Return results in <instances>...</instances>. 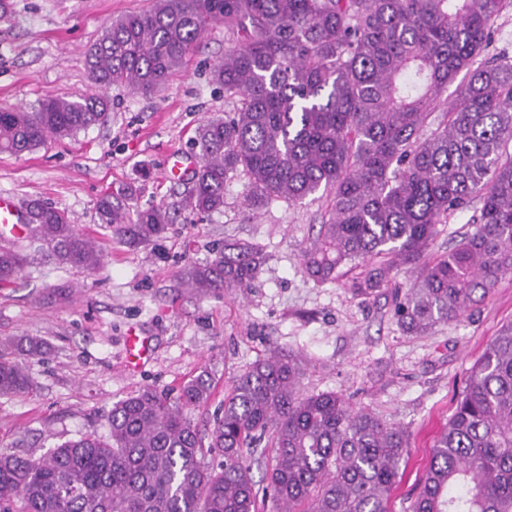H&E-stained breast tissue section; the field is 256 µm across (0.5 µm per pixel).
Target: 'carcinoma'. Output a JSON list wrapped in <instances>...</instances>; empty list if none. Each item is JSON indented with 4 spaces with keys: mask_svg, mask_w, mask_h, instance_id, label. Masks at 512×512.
Masks as SVG:
<instances>
[{
    "mask_svg": "<svg viewBox=\"0 0 512 512\" xmlns=\"http://www.w3.org/2000/svg\"><path fill=\"white\" fill-rule=\"evenodd\" d=\"M508 0H153L112 21L86 56L98 92L31 111L0 107V153L21 155L49 136L108 121L107 90L163 88L207 28L224 23L213 69L237 107L198 131L200 165L185 205L224 208V186L247 179L248 206L328 199L303 254L318 282L362 268L351 290L377 295L415 274L395 303L399 327L425 335L483 303L512 274V56L491 50ZM454 87L448 92V87ZM479 201L472 232L428 261L439 226ZM27 237L57 263L95 270L103 254L64 211L32 199ZM102 223L130 246L162 237L161 206L126 212L106 194ZM28 256L0 247V283ZM259 247L219 243L184 283L205 293L248 288ZM0 350V397L33 389L23 356L40 340ZM302 367L273 353L251 364L200 432L187 409L208 399L203 369L176 398L145 388L112 406L108 433H87L38 458L0 453V512H257L247 454L274 448V512H391L410 435L336 392L303 394ZM224 457L220 471L203 460ZM409 512H512V323L473 366L437 438Z\"/></svg>",
    "mask_w": 512,
    "mask_h": 512,
    "instance_id": "1",
    "label": "carcinoma"
}]
</instances>
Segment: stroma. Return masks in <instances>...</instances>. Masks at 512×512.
<instances>
[{
	"mask_svg": "<svg viewBox=\"0 0 512 512\" xmlns=\"http://www.w3.org/2000/svg\"><path fill=\"white\" fill-rule=\"evenodd\" d=\"M11 3L0 19V106L30 109L95 93L88 49L112 19L146 10L152 0ZM223 56L224 27L215 24L159 91L112 88L107 125L48 139L30 153L0 154V193L65 210L104 255L98 269L83 271L33 251L17 278L0 284V342L33 337L49 347L25 361L34 390L0 398V451L37 457L82 434L106 433L115 402L146 387L177 396L204 369L213 378L211 398L187 415L208 431L234 379L277 348L304 362L301 392L343 394L407 428L411 447L391 503L393 512H406L471 367L512 323V275L471 314L416 336L394 317L409 274L398 273L366 300L350 291L349 277L319 283L304 273L302 251L319 230L326 201H275L254 210L238 176L224 187L223 211L185 209L200 162L196 130L234 108L211 80ZM176 156L184 173L172 180L165 168ZM129 186L130 208L163 206L172 219L163 237L145 246H128L98 218L99 198ZM224 241L262 248L266 261L251 287L206 295L185 287V270ZM132 332L150 337L153 347L136 372L126 367Z\"/></svg>",
	"mask_w": 512,
	"mask_h": 512,
	"instance_id": "35a3bbf8",
	"label": "stroma"
}]
</instances>
